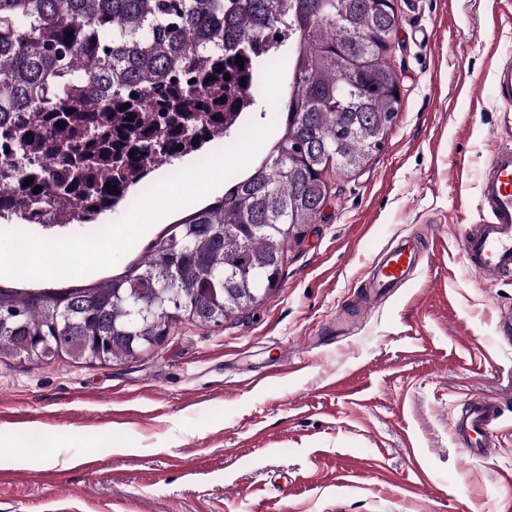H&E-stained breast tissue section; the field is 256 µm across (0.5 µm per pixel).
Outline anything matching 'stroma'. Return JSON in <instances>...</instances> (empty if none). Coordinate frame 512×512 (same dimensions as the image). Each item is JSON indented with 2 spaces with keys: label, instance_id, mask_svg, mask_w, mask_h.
I'll use <instances>...</instances> for the list:
<instances>
[{
  "label": "stroma",
  "instance_id": "stroma-1",
  "mask_svg": "<svg viewBox=\"0 0 512 512\" xmlns=\"http://www.w3.org/2000/svg\"><path fill=\"white\" fill-rule=\"evenodd\" d=\"M401 110L329 194L253 310L170 322L161 346L106 363L0 354V512H512V277L479 281L460 249L481 215L512 106V0H395ZM242 126L280 116L272 71ZM426 257L388 294L366 287L407 235ZM502 405L493 459L454 440L466 400ZM493 88L498 100L512 103V61L501 62L493 74Z\"/></svg>",
  "mask_w": 512,
  "mask_h": 512
}]
</instances>
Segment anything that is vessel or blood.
Listing matches in <instances>:
<instances>
[{
  "label": "vessel or blood",
  "instance_id": "vessel-or-blood-1",
  "mask_svg": "<svg viewBox=\"0 0 512 512\" xmlns=\"http://www.w3.org/2000/svg\"><path fill=\"white\" fill-rule=\"evenodd\" d=\"M498 100L512 103V61L501 62L493 74ZM487 215L466 225L460 246L470 271L490 282L512 275V146L502 145L489 156L480 183ZM425 250L417 237L405 238L383 251L374 263L371 285L381 291L400 287L417 267ZM501 416L497 400L482 398L464 405L452 431L469 455L492 459L496 452V423Z\"/></svg>",
  "mask_w": 512,
  "mask_h": 512
}]
</instances>
